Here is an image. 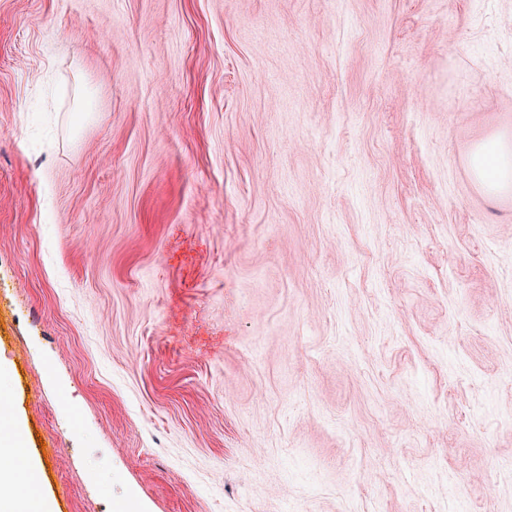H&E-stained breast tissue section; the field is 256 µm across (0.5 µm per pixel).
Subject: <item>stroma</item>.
<instances>
[{"mask_svg": "<svg viewBox=\"0 0 512 512\" xmlns=\"http://www.w3.org/2000/svg\"><path fill=\"white\" fill-rule=\"evenodd\" d=\"M512 0H0V364L54 512H512ZM472 175L490 197L512 195V134H497L476 146L470 156Z\"/></svg>", "mask_w": 512, "mask_h": 512, "instance_id": "1", "label": "stroma"}]
</instances>
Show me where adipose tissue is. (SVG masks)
I'll return each instance as SVG.
<instances>
[{"mask_svg":"<svg viewBox=\"0 0 512 512\" xmlns=\"http://www.w3.org/2000/svg\"><path fill=\"white\" fill-rule=\"evenodd\" d=\"M472 175L490 197L512 195V134H497L476 146L470 156ZM0 512H51L37 487L30 460H0Z\"/></svg>","mask_w":512,"mask_h":512,"instance_id":"ef3b65f1","label":"adipose tissue"}]
</instances>
